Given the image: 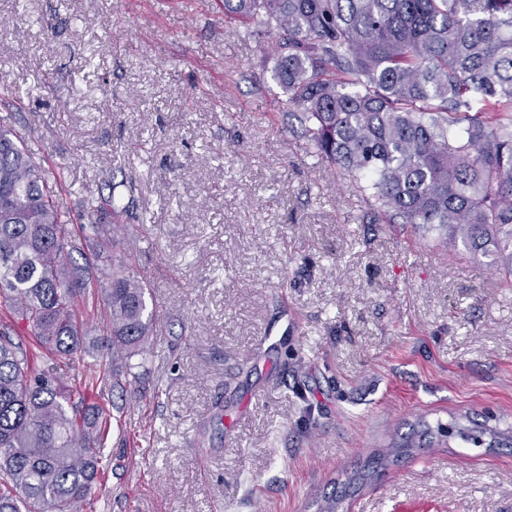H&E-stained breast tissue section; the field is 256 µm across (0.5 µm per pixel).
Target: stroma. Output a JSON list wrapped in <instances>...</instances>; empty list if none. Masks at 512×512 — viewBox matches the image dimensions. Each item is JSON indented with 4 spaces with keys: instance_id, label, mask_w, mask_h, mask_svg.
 Instances as JSON below:
<instances>
[{
    "instance_id": "obj_1",
    "label": "stroma",
    "mask_w": 512,
    "mask_h": 512,
    "mask_svg": "<svg viewBox=\"0 0 512 512\" xmlns=\"http://www.w3.org/2000/svg\"><path fill=\"white\" fill-rule=\"evenodd\" d=\"M269 43L224 0H0V119L63 168L69 223H111L86 202L112 193L137 215L113 253L156 306L76 512H318L412 425L512 422V281L372 223ZM336 512H512V447L440 439Z\"/></svg>"
}]
</instances>
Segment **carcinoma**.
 <instances>
[{
  "label": "carcinoma",
  "mask_w": 512,
  "mask_h": 512,
  "mask_svg": "<svg viewBox=\"0 0 512 512\" xmlns=\"http://www.w3.org/2000/svg\"><path fill=\"white\" fill-rule=\"evenodd\" d=\"M224 14L274 38L284 112L375 217L439 230L512 276V0H224ZM60 178L0 124V312L32 336L25 345L0 325V512H69L91 495L112 414L86 400L127 383L153 332L146 283L101 252L72 265L112 225L75 237L49 186ZM96 296L107 321L90 339L83 311ZM78 353L93 364L67 387L59 367ZM486 431L455 433L478 444Z\"/></svg>",
  "instance_id": "carcinoma-1"
}]
</instances>
